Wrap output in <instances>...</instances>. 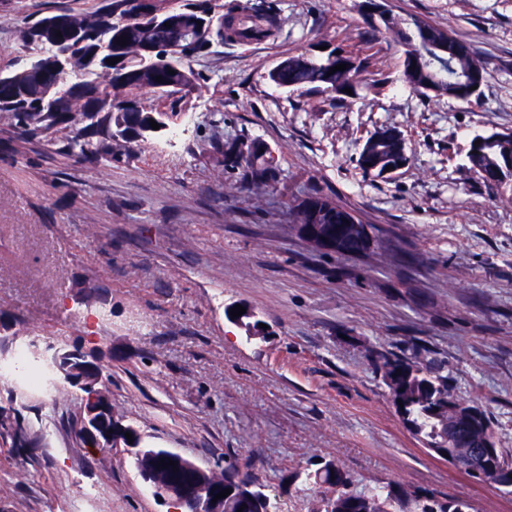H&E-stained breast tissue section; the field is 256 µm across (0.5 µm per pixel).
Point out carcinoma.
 <instances>
[{
    "label": "carcinoma",
    "mask_w": 512,
    "mask_h": 512,
    "mask_svg": "<svg viewBox=\"0 0 512 512\" xmlns=\"http://www.w3.org/2000/svg\"><path fill=\"white\" fill-rule=\"evenodd\" d=\"M219 0H185L175 5L173 0H153L150 8L157 14L155 26L137 19L138 0H103L91 12L70 9L57 10L33 19L22 31L23 47L32 44L31 31L50 18H60L62 37L51 34L35 53H22L6 69L7 79L0 81V100L10 106L0 109V125H7L20 138H37L51 143L55 135L64 133L63 141L71 150L84 157L120 159L136 147L166 131L184 116L178 93L184 88L197 87L198 77L190 66L193 58L212 53L226 41L253 37L269 38L277 33V19L270 6L249 2L237 5L228 15L220 11ZM123 20L106 22L109 13ZM383 29L409 55L424 49L422 30L440 40L444 49L434 53V67L444 86L451 87L453 98L472 102L476 94L470 90L467 77L486 76V66L471 46L455 38L448 30L430 25L420 26L413 18L393 17L390 22L373 28ZM126 36L128 44L117 41ZM67 41L72 48V74L55 69V44ZM177 45L180 50L165 61L157 59L163 46ZM333 47L323 56L308 52L290 54L279 67L268 72L269 80L286 90L307 89L320 93L336 86L355 87L360 74L346 69L327 75L330 68L346 64L352 55L345 51L335 54ZM119 59L110 65L108 60ZM175 74L168 73V70ZM161 81H156V77ZM151 93L153 103L146 105L143 95ZM160 128L154 130L150 121ZM258 143L243 146L224 145V164L242 165L246 178L257 186L276 180L275 160L257 152ZM470 170L484 176L500 164V149L485 143L475 154L466 155ZM349 210L318 192L305 195L294 207L298 224H324L353 250L367 251L361 236L363 224H344L341 217ZM379 371L390 398L402 401L398 414L406 428L419 441H436L439 449L457 458L468 456L471 444L484 438H494L491 426L473 432L459 433L453 447H448V377L423 366L419 356L405 358L385 352L380 354ZM401 374H396V370ZM10 438L21 448L30 447L38 434L31 431L17 415L0 407V438ZM156 473L162 481L174 479L179 472L171 465L158 466L160 459L145 456L131 459ZM295 479L318 488L310 512H474L472 504L463 498H436L408 493L391 484L354 488L349 471L340 464L323 459L316 468L295 474ZM213 483L221 490L232 492L224 498L223 512H274V505L264 492V486L254 477L240 472L231 459L224 460V470L213 472Z\"/></svg>",
    "instance_id": "cac0c4a2"
}]
</instances>
